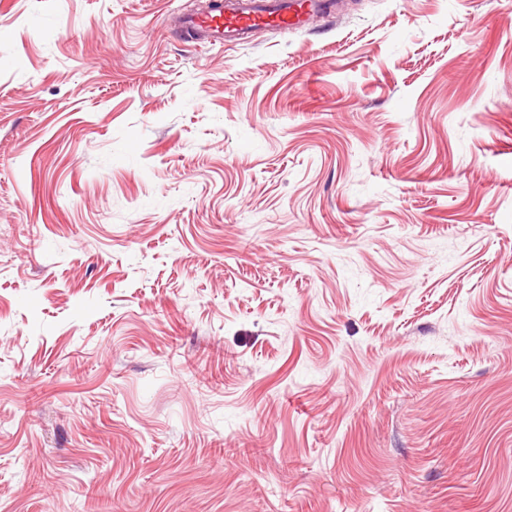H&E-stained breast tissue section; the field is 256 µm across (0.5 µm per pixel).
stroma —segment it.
Wrapping results in <instances>:
<instances>
[{
    "instance_id": "obj_1",
    "label": "stroma",
    "mask_w": 512,
    "mask_h": 512,
    "mask_svg": "<svg viewBox=\"0 0 512 512\" xmlns=\"http://www.w3.org/2000/svg\"><path fill=\"white\" fill-rule=\"evenodd\" d=\"M0 0V512H512V0ZM322 7L320 0H213L206 13L187 16L183 23L202 34L208 43L224 45L240 43L255 28L302 27L308 16Z\"/></svg>"
}]
</instances>
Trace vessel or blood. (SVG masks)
I'll list each match as a JSON object with an SVG mask.
<instances>
[{
	"label": "vessel or blood",
	"mask_w": 512,
	"mask_h": 512,
	"mask_svg": "<svg viewBox=\"0 0 512 512\" xmlns=\"http://www.w3.org/2000/svg\"><path fill=\"white\" fill-rule=\"evenodd\" d=\"M322 7V0H212L206 13L185 17L184 23L208 43L222 45L241 42L256 28L303 26Z\"/></svg>",
	"instance_id": "b4317fda"
}]
</instances>
